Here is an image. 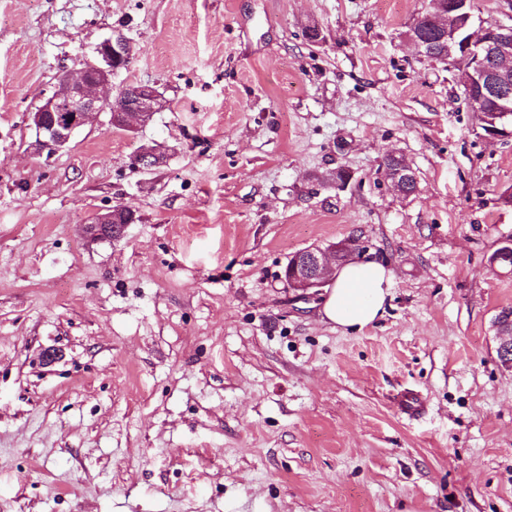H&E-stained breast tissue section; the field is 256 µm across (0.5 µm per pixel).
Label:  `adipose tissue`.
Returning <instances> with one entry per match:
<instances>
[{"instance_id": "adipose-tissue-1", "label": "adipose tissue", "mask_w": 512, "mask_h": 512, "mask_svg": "<svg viewBox=\"0 0 512 512\" xmlns=\"http://www.w3.org/2000/svg\"><path fill=\"white\" fill-rule=\"evenodd\" d=\"M390 284V273L382 264L348 262L327 288L321 316L342 328L363 329L382 316Z\"/></svg>"}]
</instances>
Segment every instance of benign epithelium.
<instances>
[{
  "instance_id": "obj_1",
  "label": "benign epithelium",
  "mask_w": 512,
  "mask_h": 512,
  "mask_svg": "<svg viewBox=\"0 0 512 512\" xmlns=\"http://www.w3.org/2000/svg\"><path fill=\"white\" fill-rule=\"evenodd\" d=\"M448 17L453 22L452 27L423 31L413 36L411 42L424 54L433 44L448 41V55L443 60L450 65L465 63L462 82L470 89L479 90L471 100L473 108L480 109L486 100L496 104L495 110L480 123L483 135L488 139L512 137V81L492 64L498 57L512 53V24L489 23L483 27L485 38L476 42L466 37L473 21L471 0H448ZM95 54V62L78 76H61L51 96L30 113L43 147L51 151L65 148L90 117L102 110L109 101L112 74L129 63L131 45L123 34L117 33L99 43ZM128 97L126 109L114 111V122L120 127L143 126L165 107L162 95L148 84L131 87ZM115 213L111 208L95 214L85 225L87 237L100 240L120 235L124 225L113 223ZM338 253L351 257L345 244L332 251L316 246L298 253L293 261L294 273L287 278L288 287L305 298L316 296L335 272L333 263Z\"/></svg>"
}]
</instances>
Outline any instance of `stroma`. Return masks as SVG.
I'll return each instance as SVG.
<instances>
[{
	"instance_id": "35a3bbf8",
	"label": "stroma",
	"mask_w": 512,
	"mask_h": 512,
	"mask_svg": "<svg viewBox=\"0 0 512 512\" xmlns=\"http://www.w3.org/2000/svg\"><path fill=\"white\" fill-rule=\"evenodd\" d=\"M432 7L0 0V512H512V139L406 40ZM116 31L113 90L165 109L49 152L30 112ZM113 207L134 222L87 238ZM340 242L391 274L360 331L284 280ZM123 210L129 213L130 220L127 224H131L134 221L133 213L124 208L117 207L114 209H108L105 212L95 214L88 224H85V233L91 240L100 239H112L123 232L125 227L124 221L126 220L122 215H118L116 220L119 221L117 224H113V218L116 211Z\"/></svg>"
}]
</instances>
